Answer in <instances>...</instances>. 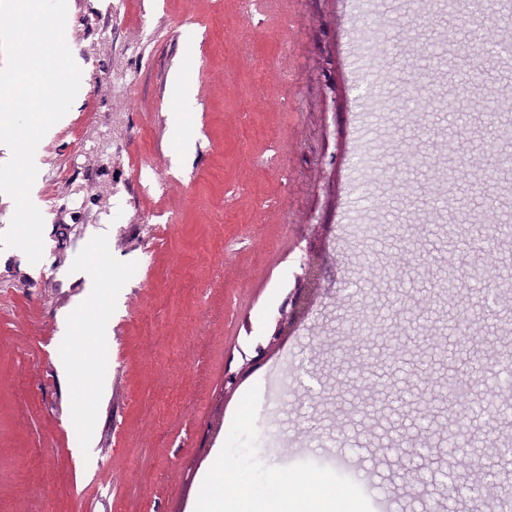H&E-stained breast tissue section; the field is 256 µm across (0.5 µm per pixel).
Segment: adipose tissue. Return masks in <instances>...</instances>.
Masks as SVG:
<instances>
[{
  "label": "adipose tissue",
  "instance_id": "obj_1",
  "mask_svg": "<svg viewBox=\"0 0 512 512\" xmlns=\"http://www.w3.org/2000/svg\"><path fill=\"white\" fill-rule=\"evenodd\" d=\"M90 343L75 337L73 356L61 360L60 376L73 392L81 395L86 408H94L106 397L103 387L83 370ZM248 501V512H360V503L334 484L318 477H286L273 494L248 495L243 490L227 494L222 485H208L198 502L197 512H239L241 501Z\"/></svg>",
  "mask_w": 512,
  "mask_h": 512
}]
</instances>
